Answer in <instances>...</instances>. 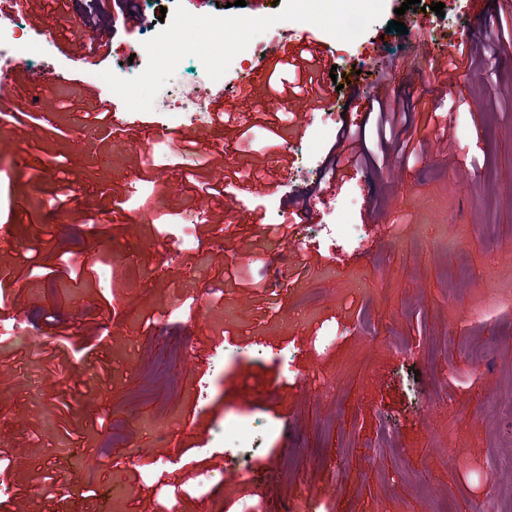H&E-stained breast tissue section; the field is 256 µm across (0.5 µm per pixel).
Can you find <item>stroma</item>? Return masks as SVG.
<instances>
[{
  "label": "stroma",
  "mask_w": 512,
  "mask_h": 512,
  "mask_svg": "<svg viewBox=\"0 0 512 512\" xmlns=\"http://www.w3.org/2000/svg\"><path fill=\"white\" fill-rule=\"evenodd\" d=\"M443 2L444 25L402 35L388 24L413 10L395 15L403 0H384L350 43L281 23L286 59L309 38L329 54L317 73L335 114L325 138L319 113L271 89V61L244 89L222 77L224 117L168 113L174 95L209 83L194 56L152 111L105 138L83 115L112 93L87 83L143 68L161 10L221 15L227 0L121 11L107 0L102 15L90 0H33L25 20L52 32L53 52L0 74L52 120L36 132L0 122L12 145L0 151V225L17 227L0 237V325L20 331L0 344L6 512H512V12ZM90 22L108 45L86 62L68 42ZM463 34L480 65L443 79L439 51ZM413 56L421 70L408 68ZM377 91L406 111L416 154L391 146L386 165L318 180L346 131L374 141ZM246 129L250 152L238 147ZM188 144L208 164L188 156L187 176L167 171L161 147ZM64 178L72 194L59 211ZM189 220L203 254H176L160 228ZM333 220L356 225L361 248L318 247L309 226ZM281 222L296 238L271 233ZM105 264L116 271L106 284ZM231 418L253 428L256 452L216 447ZM158 457L170 460L161 483L148 468ZM203 470L216 489L197 491Z\"/></svg>",
  "instance_id": "35a3bbf8"
}]
</instances>
